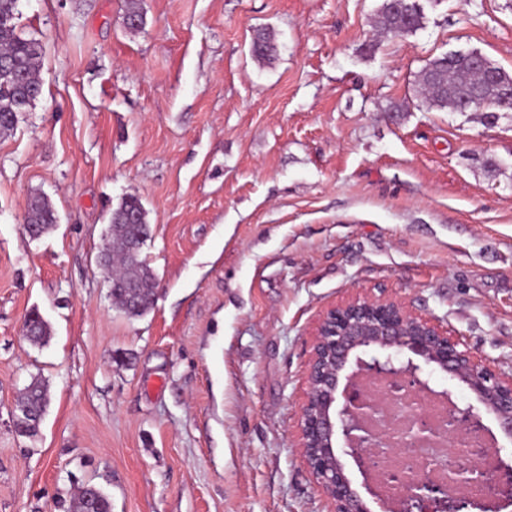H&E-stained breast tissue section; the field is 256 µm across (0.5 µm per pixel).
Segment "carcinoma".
<instances>
[{"instance_id": "carcinoma-1", "label": "carcinoma", "mask_w": 512, "mask_h": 512, "mask_svg": "<svg viewBox=\"0 0 512 512\" xmlns=\"http://www.w3.org/2000/svg\"><path fill=\"white\" fill-rule=\"evenodd\" d=\"M17 4L18 0H0V65L9 67V74H0V137L14 130L17 114L27 111L42 94L39 70L42 46L38 40L18 34ZM380 16L387 32L396 36L414 33L422 27L423 14L411 7L397 9L391 0H383ZM252 42L254 58L265 61L274 57L276 43L271 32H257ZM493 69L495 77L489 83L478 72L470 55L442 54L429 60L420 71V93L430 106L452 112L460 111L463 98L480 93L483 105L491 108L483 113L484 119H493L492 109L502 106L506 101L504 91L512 89V75L496 65ZM25 221L38 225L44 234L57 223V216L47 200L37 197L29 206ZM148 237L143 204L138 196L130 194L111 214L104 255V264L111 269L113 303L130 318L143 315L153 306L151 288L156 276L142 257ZM132 282L142 285L143 296L138 303L133 302L128 291ZM49 335L47 322L31 313L28 340L35 345L42 344ZM47 404L45 383L33 379L17 400V405L25 410V417L16 431L27 437L37 436ZM71 512H112V504L102 489L88 483L75 493Z\"/></svg>"}]
</instances>
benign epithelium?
I'll return each mask as SVG.
<instances>
[{"mask_svg": "<svg viewBox=\"0 0 512 512\" xmlns=\"http://www.w3.org/2000/svg\"><path fill=\"white\" fill-rule=\"evenodd\" d=\"M310 336L294 438L330 503L328 512H372L346 474V457L371 501L383 507L366 465L367 447L378 444L381 434L361 435L363 420L381 407L358 392L362 378L395 377L420 395L432 390L439 375L471 394L472 401L452 406L461 415L457 436L484 431L485 411L512 439V372L496 369L436 317L414 311L402 299L383 291L348 296L319 315ZM407 495L421 503L422 512H435L424 482L412 484Z\"/></svg>", "mask_w": 512, "mask_h": 512, "instance_id": "benign-epithelium-1", "label": "benign epithelium"}]
</instances>
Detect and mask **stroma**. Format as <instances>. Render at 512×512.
<instances>
[{
	"instance_id": "obj_1",
	"label": "stroma",
	"mask_w": 512,
	"mask_h": 512,
	"mask_svg": "<svg viewBox=\"0 0 512 512\" xmlns=\"http://www.w3.org/2000/svg\"><path fill=\"white\" fill-rule=\"evenodd\" d=\"M381 4L141 0L131 30L126 0H20L43 94L0 137V512H67L87 482L112 512H328L293 430L311 328L356 292L512 370V109L487 122L417 87L459 50L512 73V0H418L405 36ZM130 194L158 280L132 319L99 265ZM37 196L58 222L33 239ZM35 377L31 440L11 411ZM392 0H383L380 8L381 23L388 33L408 35L422 27L423 14L411 7L395 8ZM254 48L251 51L252 56L257 60H271L276 53V43L271 32L258 31L252 39ZM47 404L46 385L42 380L34 378L17 400V405L23 408L26 413L17 425L16 431L27 437L37 436Z\"/></svg>"
}]
</instances>
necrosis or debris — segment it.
Instances as JSON below:
<instances>
[{
  "mask_svg": "<svg viewBox=\"0 0 512 512\" xmlns=\"http://www.w3.org/2000/svg\"><path fill=\"white\" fill-rule=\"evenodd\" d=\"M368 393L382 400L381 415L368 420V427L389 432L409 422L405 389L376 381L370 384ZM422 401L419 414L423 424L429 432L442 433V440L433 444L422 439L396 444L385 442L373 449L368 462L370 478L387 499L389 512H417L411 503L401 501L400 496L407 484L422 476L442 487L450 504L463 494L475 500L500 496L504 483H512V471L507 473L500 468L492 439L482 432L451 439L449 432L455 422L448 397L428 394Z\"/></svg>",
  "mask_w": 512,
  "mask_h": 512,
  "instance_id": "obj_1",
  "label": "necrosis or debris"
}]
</instances>
